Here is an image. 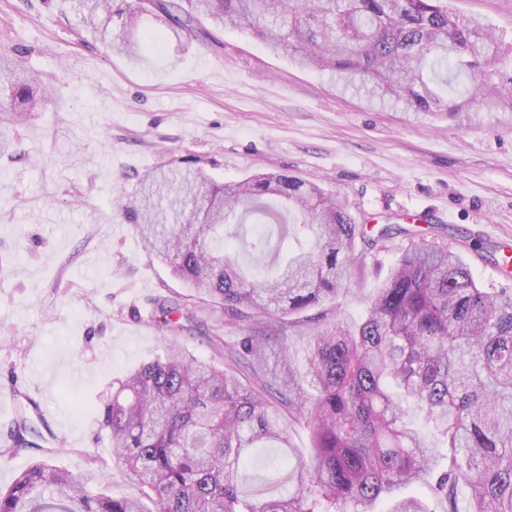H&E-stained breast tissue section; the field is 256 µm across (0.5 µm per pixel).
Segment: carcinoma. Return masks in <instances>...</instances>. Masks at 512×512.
Segmentation results:
<instances>
[{
  "instance_id": "obj_1",
  "label": "carcinoma",
  "mask_w": 512,
  "mask_h": 512,
  "mask_svg": "<svg viewBox=\"0 0 512 512\" xmlns=\"http://www.w3.org/2000/svg\"><path fill=\"white\" fill-rule=\"evenodd\" d=\"M86 33L141 59L146 15L176 39L201 20L248 32L301 67L329 71L347 89L403 103L421 123L464 103L456 86H480L492 109L509 103L499 66L507 39L448 0H69ZM121 20L117 37L109 33ZM9 127L45 98L38 75L0 54ZM142 241L201 295L200 312L244 326L265 320L224 362L199 359L176 341L118 381L100 419L112 464L141 496L115 494L39 460L0 487V512H512V288H487L456 253L396 224L376 235L316 183L254 174L218 184L201 169L151 171L125 207ZM247 246L265 274L247 278L228 249L247 222ZM307 228L313 243L284 254ZM398 235L411 244L358 319L336 310L353 269ZM321 308L325 323L305 312ZM311 430L308 457L292 456L288 494L256 499L242 487L249 451L289 443L293 423ZM24 416L10 432L35 447ZM410 486L424 496H404Z\"/></svg>"
}]
</instances>
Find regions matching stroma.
<instances>
[{"instance_id":"1","label":"stroma","mask_w":512,"mask_h":512,"mask_svg":"<svg viewBox=\"0 0 512 512\" xmlns=\"http://www.w3.org/2000/svg\"><path fill=\"white\" fill-rule=\"evenodd\" d=\"M512 35V0H449ZM18 50L47 100L0 153V486L42 454L73 474L105 471L112 488L138 489L112 468L99 429L112 385L177 339L213 359L208 338L234 344L215 321L171 333L164 301L199 300L135 232L125 202L138 178L167 165L233 183L287 173L319 183L375 224H399L458 253L479 278L504 284L512 254V107L473 99L420 124L401 105L369 102L331 74L299 67L281 49L201 22L197 37L140 62L81 33L56 0H0V50ZM409 239L368 259L339 298H365ZM47 449L5 445L18 416Z\"/></svg>"}]
</instances>
